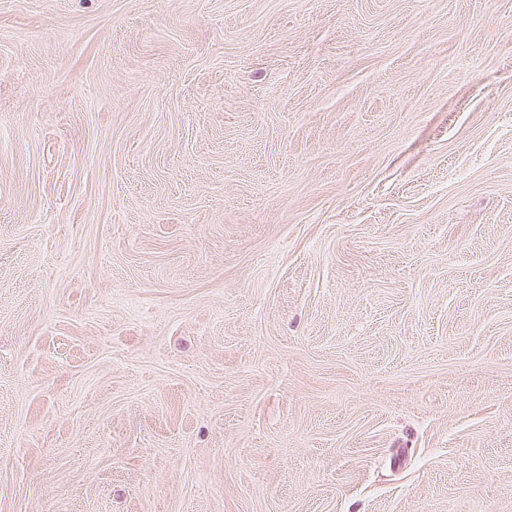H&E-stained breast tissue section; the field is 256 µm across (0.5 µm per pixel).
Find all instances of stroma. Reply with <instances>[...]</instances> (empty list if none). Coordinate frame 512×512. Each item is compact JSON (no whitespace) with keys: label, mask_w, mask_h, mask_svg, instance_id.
<instances>
[{"label":"stroma","mask_w":512,"mask_h":512,"mask_svg":"<svg viewBox=\"0 0 512 512\" xmlns=\"http://www.w3.org/2000/svg\"><path fill=\"white\" fill-rule=\"evenodd\" d=\"M0 512H512V0H0Z\"/></svg>","instance_id":"obj_1"}]
</instances>
